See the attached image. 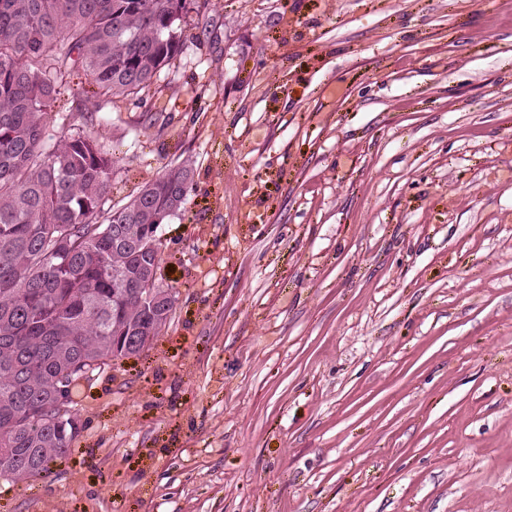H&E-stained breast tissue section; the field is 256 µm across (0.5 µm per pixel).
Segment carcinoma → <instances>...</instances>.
<instances>
[{
    "instance_id": "cac0c4a2",
    "label": "carcinoma",
    "mask_w": 512,
    "mask_h": 512,
    "mask_svg": "<svg viewBox=\"0 0 512 512\" xmlns=\"http://www.w3.org/2000/svg\"><path fill=\"white\" fill-rule=\"evenodd\" d=\"M192 2L0 0V468L51 471L79 433L80 380L112 368V341L170 320L132 296L156 260L138 242L182 208L191 163L106 209L113 160L96 136L46 133L80 71L95 107L159 92Z\"/></svg>"
}]
</instances>
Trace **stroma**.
<instances>
[{
    "label": "stroma",
    "instance_id": "35a3bbf8",
    "mask_svg": "<svg viewBox=\"0 0 512 512\" xmlns=\"http://www.w3.org/2000/svg\"><path fill=\"white\" fill-rule=\"evenodd\" d=\"M78 112L109 204L188 159L176 303L0 512H512V0H209Z\"/></svg>",
    "mask_w": 512,
    "mask_h": 512
}]
</instances>
